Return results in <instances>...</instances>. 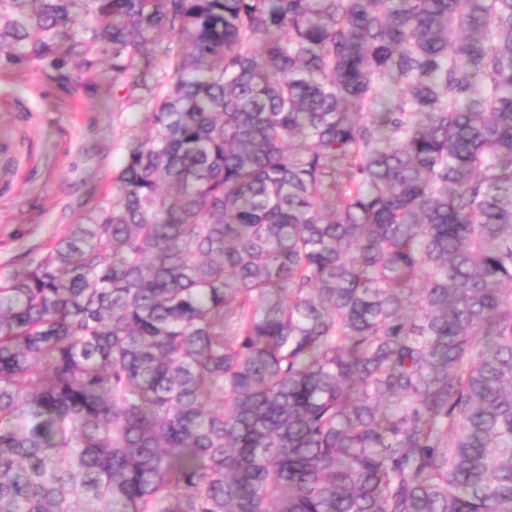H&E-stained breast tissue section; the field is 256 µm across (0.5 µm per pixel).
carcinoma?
I'll use <instances>...</instances> for the list:
<instances>
[{
  "instance_id": "obj_1",
  "label": "carcinoma",
  "mask_w": 512,
  "mask_h": 512,
  "mask_svg": "<svg viewBox=\"0 0 512 512\" xmlns=\"http://www.w3.org/2000/svg\"><path fill=\"white\" fill-rule=\"evenodd\" d=\"M31 69L147 134L0 276V512H512V0H0Z\"/></svg>"
}]
</instances>
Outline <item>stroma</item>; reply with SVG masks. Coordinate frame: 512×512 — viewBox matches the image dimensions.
Masks as SVG:
<instances>
[{
  "label": "stroma",
  "mask_w": 512,
  "mask_h": 512,
  "mask_svg": "<svg viewBox=\"0 0 512 512\" xmlns=\"http://www.w3.org/2000/svg\"><path fill=\"white\" fill-rule=\"evenodd\" d=\"M134 111L66 92L30 71L0 82V273L78 220L77 199L122 164Z\"/></svg>",
  "instance_id": "1"
}]
</instances>
